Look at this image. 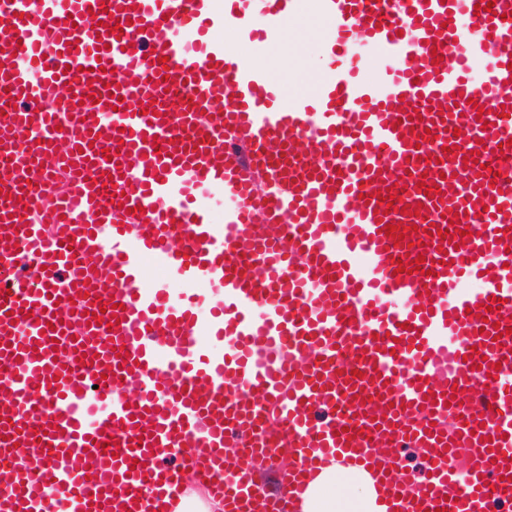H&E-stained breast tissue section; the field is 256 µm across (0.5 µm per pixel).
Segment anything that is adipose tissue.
<instances>
[{"instance_id": "obj_1", "label": "adipose tissue", "mask_w": 512, "mask_h": 512, "mask_svg": "<svg viewBox=\"0 0 512 512\" xmlns=\"http://www.w3.org/2000/svg\"><path fill=\"white\" fill-rule=\"evenodd\" d=\"M297 496L299 512H392L373 473L342 458L325 459Z\"/></svg>"}]
</instances>
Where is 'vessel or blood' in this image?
Listing matches in <instances>:
<instances>
[{
	"instance_id": "b4317fda",
	"label": "vessel or blood",
	"mask_w": 512,
	"mask_h": 512,
	"mask_svg": "<svg viewBox=\"0 0 512 512\" xmlns=\"http://www.w3.org/2000/svg\"><path fill=\"white\" fill-rule=\"evenodd\" d=\"M314 46L318 91L285 89ZM19 446L44 466L0 467V512H165L187 465L293 512L323 457L410 448L395 512L512 502V0H0Z\"/></svg>"
}]
</instances>
